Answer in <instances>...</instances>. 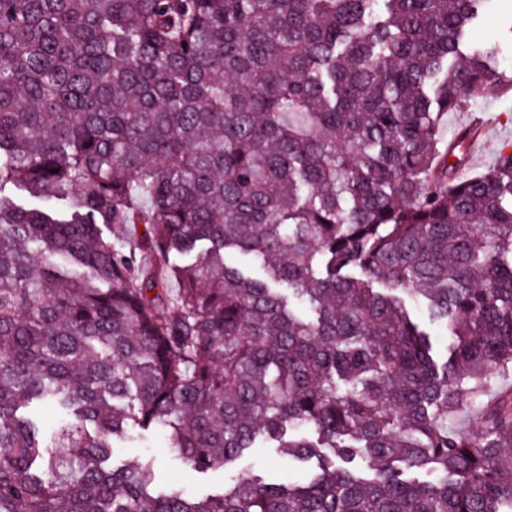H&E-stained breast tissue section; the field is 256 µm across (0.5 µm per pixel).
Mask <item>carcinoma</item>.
<instances>
[{
  "label": "carcinoma",
  "instance_id": "obj_1",
  "mask_svg": "<svg viewBox=\"0 0 512 512\" xmlns=\"http://www.w3.org/2000/svg\"><path fill=\"white\" fill-rule=\"evenodd\" d=\"M486 3L0 0V512H512V150L445 136L512 91ZM130 425L308 476L159 490ZM472 114L482 116L486 133L484 140L493 143V152L483 148L469 153V164L464 174H473L491 165L501 143L512 144V94L503 95L491 90L487 95L472 104L468 112L448 113V131L468 123Z\"/></svg>",
  "mask_w": 512,
  "mask_h": 512
}]
</instances>
